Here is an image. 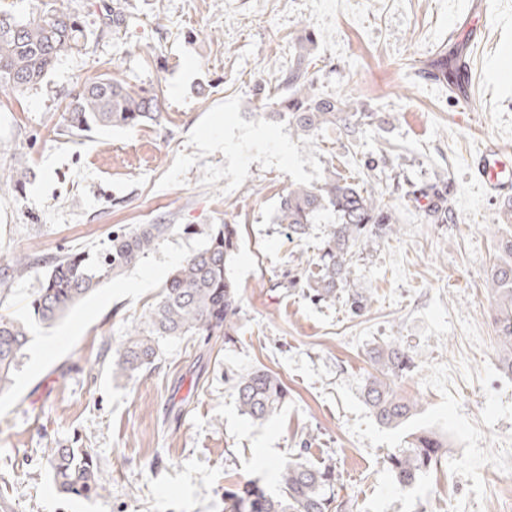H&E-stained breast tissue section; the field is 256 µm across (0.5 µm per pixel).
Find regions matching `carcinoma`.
<instances>
[{
	"label": "carcinoma",
	"mask_w": 512,
	"mask_h": 512,
	"mask_svg": "<svg viewBox=\"0 0 512 512\" xmlns=\"http://www.w3.org/2000/svg\"><path fill=\"white\" fill-rule=\"evenodd\" d=\"M49 13L21 19L0 12V94L14 95L39 84L63 55L79 46L82 28L77 16L58 0ZM307 37L293 45L292 60L281 72L279 95L259 96L249 102L252 109L276 122L288 119L299 137L310 138L327 127H337L348 135L359 132L365 112L353 108L350 100L321 96L309 71ZM159 98L154 88L137 89L110 76L85 84L68 105L69 128L74 135L97 129L135 127L159 123ZM418 203L425 200L428 224H446L452 219L448 208V186H413L405 192ZM336 214L322 242L315 269L300 274L309 297L316 302L336 301L347 291L350 311H365L368 299L351 289L353 258L361 248L396 232L390 206L374 190L336 172L327 170L319 186L296 185L280 197L274 223L284 226L288 236L301 237L309 225L327 211ZM177 230L175 224H141L112 232L109 246L102 252L72 253L55 261L29 308L35 321L50 325L63 317L79 301L92 293L106 278L122 274L161 240ZM238 232L234 224H222L209 235L207 244L187 256L167 277L159 299L126 333L125 342L113 356L112 374L132 378L156 366L160 340L176 336L234 335L240 319L238 285L228 274L237 250ZM502 255L491 273L489 288L496 305L495 332L502 352L503 367L512 373V237L500 241ZM31 261L26 254L9 258L0 277V299L7 296L10 280L23 275ZM30 325L0 314V390L11 383L13 371L30 342ZM376 373L365 385L364 401L376 422L397 428L418 410V402L397 394L389 376L411 368L407 351L396 341L385 342L373 351ZM241 412L255 422L278 413L288 390L267 368L257 367L237 383ZM443 444L431 433L411 434L407 448L387 457L388 468L398 485L412 486L438 464ZM56 487L78 497H100L106 491L99 481L93 457L78 448L44 450ZM282 490L268 493L255 480L224 491V512H332L335 498L330 490L336 481L332 468H314L302 457L283 462Z\"/></svg>",
	"instance_id": "carcinoma-1"
}]
</instances>
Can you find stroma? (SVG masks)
Masks as SVG:
<instances>
[{"instance_id": "35a3bbf8", "label": "stroma", "mask_w": 512, "mask_h": 512, "mask_svg": "<svg viewBox=\"0 0 512 512\" xmlns=\"http://www.w3.org/2000/svg\"><path fill=\"white\" fill-rule=\"evenodd\" d=\"M468 2L71 0L78 49L37 88L0 96V185L16 160L32 171L23 193L0 192V257H32L0 314L29 319L53 262L107 248L115 229L176 230L52 326L34 325L13 386L0 392V512H224L235 482L279 493V466L297 454L334 466L338 512H512V483L501 479L512 471V375L500 366L489 288L512 197L485 195L470 170L487 140L512 146V80L500 76L512 62V0H495L478 47L448 38ZM308 32L317 92L369 114L356 138L329 127L304 140L248 105ZM459 49L468 82L430 78L433 61ZM102 76L154 87L160 125L73 136L66 106ZM463 96L471 111L459 110ZM331 165L383 192L399 228L354 258L353 286L368 299L360 317L345 300L317 304L290 284L334 215L299 241L273 221L290 184L321 183ZM425 182L450 185L452 223H423L405 197ZM224 223L239 230L228 266L240 288L235 336L166 338L155 370L113 376L103 345L123 343L171 270ZM393 338L414 368L391 385L419 403L396 429L363 398L370 353ZM258 366L288 388L262 424L241 414L234 388ZM416 431L448 446L404 490L386 459ZM59 447L92 454L103 496L56 488L44 451Z\"/></svg>"}]
</instances>
